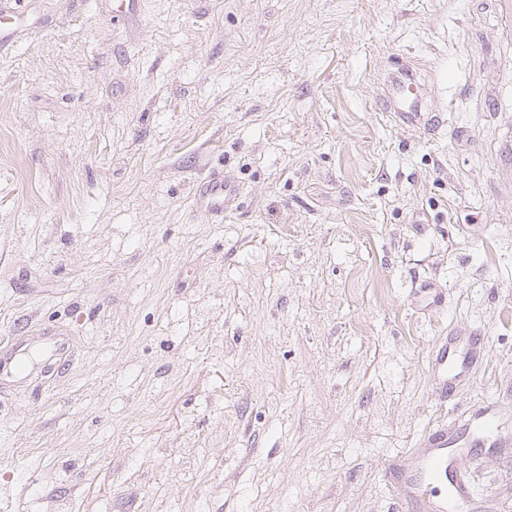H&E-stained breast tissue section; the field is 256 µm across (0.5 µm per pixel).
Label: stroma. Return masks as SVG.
<instances>
[{
	"label": "stroma",
	"instance_id": "1",
	"mask_svg": "<svg viewBox=\"0 0 512 512\" xmlns=\"http://www.w3.org/2000/svg\"><path fill=\"white\" fill-rule=\"evenodd\" d=\"M25 3L0 50V338L34 359L0 391V512H395L385 462L512 401L499 0ZM409 66L421 125L380 109ZM216 169L242 192L220 220L193 204ZM451 330L488 345L443 404ZM462 468L504 491L512 447ZM46 341L50 342L54 355L59 357L54 367L57 373L66 371L73 362L71 343L68 338L59 336L57 333H50L46 337Z\"/></svg>",
	"mask_w": 512,
	"mask_h": 512
}]
</instances>
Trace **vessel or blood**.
I'll use <instances>...</instances> for the list:
<instances>
[{
	"mask_svg": "<svg viewBox=\"0 0 512 512\" xmlns=\"http://www.w3.org/2000/svg\"><path fill=\"white\" fill-rule=\"evenodd\" d=\"M423 90V85L413 78L392 82L384 111L420 120ZM239 194L237 185L225 182L223 174L214 171L196 188L194 200L206 214L220 217ZM47 339L58 358L56 371H66L73 362L69 339L55 333L48 334ZM486 344V337L475 333L444 340L436 346L431 368L440 393H448L456 382L469 375ZM24 361L22 344H15L7 352L0 350V383L22 377ZM501 412V406L495 403H478L456 428H430L418 447L392 460L386 471L394 477L400 512H484L485 502L476 500L470 480L460 475V462L474 457L482 448L512 446V434L500 428Z\"/></svg>",
	"mask_w": 512,
	"mask_h": 512,
	"instance_id": "1",
	"label": "vessel or blood"
}]
</instances>
